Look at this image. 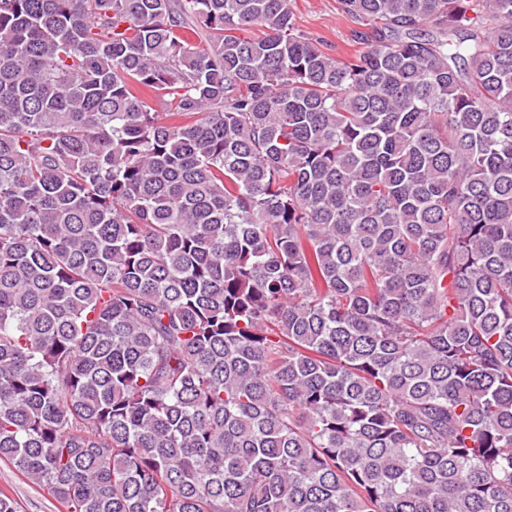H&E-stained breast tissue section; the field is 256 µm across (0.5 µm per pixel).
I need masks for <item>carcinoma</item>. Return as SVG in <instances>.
Returning a JSON list of instances; mask_svg holds the SVG:
<instances>
[{
	"instance_id": "obj_1",
	"label": "carcinoma",
	"mask_w": 512,
	"mask_h": 512,
	"mask_svg": "<svg viewBox=\"0 0 512 512\" xmlns=\"http://www.w3.org/2000/svg\"><path fill=\"white\" fill-rule=\"evenodd\" d=\"M340 6L0 0V461L66 512H512V0ZM297 22L304 30L321 37L328 52L350 54L349 31L354 24L342 13L339 0H291Z\"/></svg>"
}]
</instances>
